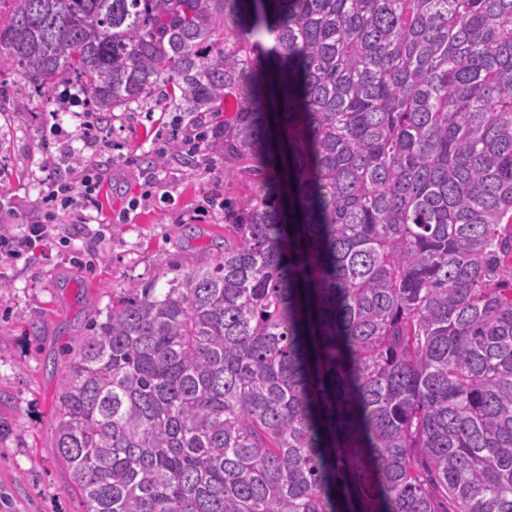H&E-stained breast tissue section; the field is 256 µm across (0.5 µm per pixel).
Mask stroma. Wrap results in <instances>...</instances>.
<instances>
[{
    "label": "stroma",
    "instance_id": "obj_1",
    "mask_svg": "<svg viewBox=\"0 0 512 512\" xmlns=\"http://www.w3.org/2000/svg\"><path fill=\"white\" fill-rule=\"evenodd\" d=\"M57 112L64 136L49 132ZM70 104L0 74V205L16 225L42 220L46 156L104 164L96 211L79 223L59 214L50 239L0 258V512H84L54 452L63 351L131 285L165 283L224 250V199L243 182L224 176L218 152L172 160L169 146L191 119L180 106L102 113L98 142L84 141ZM156 180L146 186L144 172ZM138 208H130L132 199Z\"/></svg>",
    "mask_w": 512,
    "mask_h": 512
}]
</instances>
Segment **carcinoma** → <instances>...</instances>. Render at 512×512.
I'll return each instance as SVG.
<instances>
[{
	"label": "carcinoma",
	"mask_w": 512,
	"mask_h": 512,
	"mask_svg": "<svg viewBox=\"0 0 512 512\" xmlns=\"http://www.w3.org/2000/svg\"><path fill=\"white\" fill-rule=\"evenodd\" d=\"M0 73L162 93L250 176L67 359L85 512H512V0H7Z\"/></svg>",
	"instance_id": "1"
}]
</instances>
